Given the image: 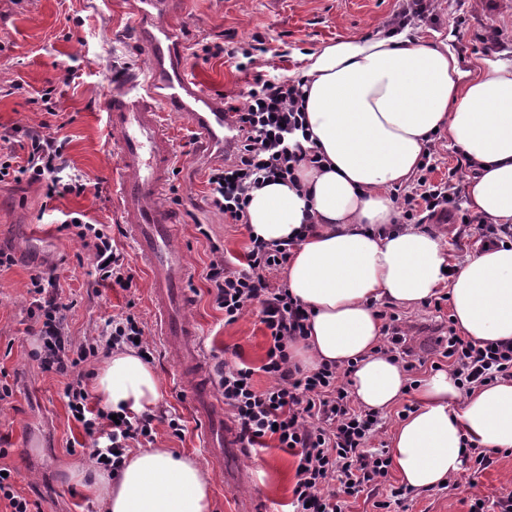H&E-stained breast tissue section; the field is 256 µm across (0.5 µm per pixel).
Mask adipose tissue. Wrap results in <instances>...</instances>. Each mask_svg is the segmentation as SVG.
Returning a JSON list of instances; mask_svg holds the SVG:
<instances>
[{"instance_id": "adipose-tissue-1", "label": "adipose tissue", "mask_w": 512, "mask_h": 512, "mask_svg": "<svg viewBox=\"0 0 512 512\" xmlns=\"http://www.w3.org/2000/svg\"><path fill=\"white\" fill-rule=\"evenodd\" d=\"M306 121L323 168L304 165L298 187L270 183L247 206L253 233L269 242L313 229L285 270L288 290L311 310L310 334L293 346L308 366H352L361 406L389 409L406 393L402 367L378 353L383 300L420 307L447 286L462 336L512 342V247L467 257L451 280L438 238L402 228L389 187L409 182L433 130L473 159L468 205L492 224H512V61L461 67L445 41L408 31L342 39L307 56ZM93 391L111 411L140 412L162 397L154 369L135 352L109 354ZM417 405L399 424L391 455L408 488L422 491L460 472L464 444L512 452V380L462 393L450 373L419 385ZM101 512H212V488L199 465L168 448L129 452L116 475L74 464Z\"/></svg>"}]
</instances>
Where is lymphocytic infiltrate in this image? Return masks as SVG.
I'll return each mask as SVG.
<instances>
[{
  "label": "lymphocytic infiltrate",
  "instance_id": "1",
  "mask_svg": "<svg viewBox=\"0 0 512 512\" xmlns=\"http://www.w3.org/2000/svg\"><path fill=\"white\" fill-rule=\"evenodd\" d=\"M482 34H472L466 18H459L453 36L459 53H466L473 41H480L484 53L496 54L512 48L503 27L494 20L482 25ZM204 59L227 60L236 71L252 74L240 98L225 102V111L235 118L236 144L222 166L208 174V196L223 214L225 223L247 221L250 194L270 182H295V173L305 163L320 166L322 159L305 151L295 136L308 133L304 91L300 77L281 79L258 69V59L266 54L263 44L241 43L227 48L220 42L202 44ZM27 153H0V182L38 184L48 200L75 194L85 186L74 182L58 184L56 172L66 162L67 139L51 134L25 131ZM439 134H432L422 154L416 183L398 188L393 199L404 224H455L460 231L477 233L481 247L512 245L511 224H488L483 217L465 208L467 179L473 171L468 156H461L447 177L435 179ZM61 228L93 252L92 274L97 283L130 290L136 275L119 253L112 239V227L84 221L81 213H68ZM304 239L296 234L287 241L269 243L250 236L244 251L227 255L212 247L205 279L225 324L256 314L265 329L268 348L261 368L245 364L227 366L216 362L213 383L237 426V438L247 448H264L276 441L279 448L297 456L292 512H343L346 498L367 490L387 487L388 497L379 506L404 502L410 491L388 482L390 460L386 451H372L369 441L379 431V413L356 406L349 391L350 368L323 363L304 368L294 361L291 343L306 338L309 311L286 287L272 284L270 276L288 264L293 250ZM32 301L29 315L37 328L28 355L44 371L64 377V396L72 419L84 432L81 452L102 468L120 471L130 448L154 443L156 421L166 423L174 436H182L181 416L156 418L149 412L125 411L112 415L94 403L87 389L91 368L115 347H133L138 354H154L155 348L139 314L126 310L109 316L106 333L75 340L66 323L68 304L58 295L54 276L31 279ZM382 338L379 353L413 372L417 364L410 344L409 326L394 311H381ZM432 370L448 369L462 392L501 379L512 380V343H476L456 331L437 337ZM271 377L270 386L259 389L255 372Z\"/></svg>",
  "mask_w": 512,
  "mask_h": 512
}]
</instances>
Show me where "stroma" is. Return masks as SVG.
<instances>
[{
	"label": "stroma",
	"mask_w": 512,
	"mask_h": 512,
	"mask_svg": "<svg viewBox=\"0 0 512 512\" xmlns=\"http://www.w3.org/2000/svg\"><path fill=\"white\" fill-rule=\"evenodd\" d=\"M133 0H0V87L24 83L35 93L56 84L61 67L76 68L75 84L63 88L56 114L22 96L0 98V135L14 127L46 129L69 140V166L62 180L80 178L84 194L50 202L39 185L0 183V247L14 258L0 270V369L7 374L13 395L0 403V448L8 454L1 463L16 469L18 483L30 498L41 500L45 512H99L87 490L71 482L68 469L86 463L68 445L83 440L81 428L68 414L63 378L43 371L27 352L33 341L26 332L31 321V278L54 274L71 308L68 330L75 339L102 332L104 320L134 301L149 327L156 316L149 302L146 268L138 256L113 194L116 148L105 123L104 100L113 84L144 75L147 62L138 55L133 27ZM403 0H169V16L176 40L192 58L193 77L217 95L244 89L245 74L222 60L197 58L198 43L218 35L234 41L260 39L275 56L278 73L297 72L301 59L323 45L351 36L372 35L384 29ZM475 0H439L436 24L414 22L423 40L447 38L459 14H472ZM166 130L181 155L165 202L181 212L178 230L192 267L190 288L195 295L193 317L198 323L197 344L205 356L244 363L255 368L257 388L271 379L260 367L268 347L257 316L247 315L228 325L207 292L205 268L211 244L229 253L243 252L248 233L244 225L225 223L210 204L208 163L195 162L191 131L179 118L164 115ZM76 211L112 227V237L126 263L135 270L131 292L95 284L89 272L94 258L80 240L59 232L63 213ZM206 225L200 235L198 225ZM162 386L159 412L182 416L186 430L173 436L158 424L155 445L193 455L213 489L214 512H243L261 504L266 512H288L295 484L296 456L275 447L254 450L231 448L223 467H216L201 445L197 421L184 398L189 380L165 347H158L153 363ZM512 489V455H495L494 463L475 472L464 461L455 486L416 491L388 512H470L475 498H495Z\"/></svg>",
	"instance_id": "35a3bbf8"
}]
</instances>
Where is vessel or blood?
I'll return each mask as SVG.
<instances>
[{"mask_svg": "<svg viewBox=\"0 0 512 512\" xmlns=\"http://www.w3.org/2000/svg\"><path fill=\"white\" fill-rule=\"evenodd\" d=\"M135 19L136 49L149 69L144 79L113 85L104 106L107 126L118 136L120 176L114 192L129 236L146 264L157 334L178 367L192 372L188 396L197 412L202 444L220 466L225 449L236 447L237 442L210 392L204 354L194 344L198 326L191 316L193 297L187 289L190 269L176 232L180 215L159 202L178 163L160 117L166 112L188 123L200 160L231 148L235 136L224 116L223 97L190 77L188 59L172 36L159 0H139Z\"/></svg>", "mask_w": 512, "mask_h": 512, "instance_id": "obj_1", "label": "vessel or blood"}]
</instances>
